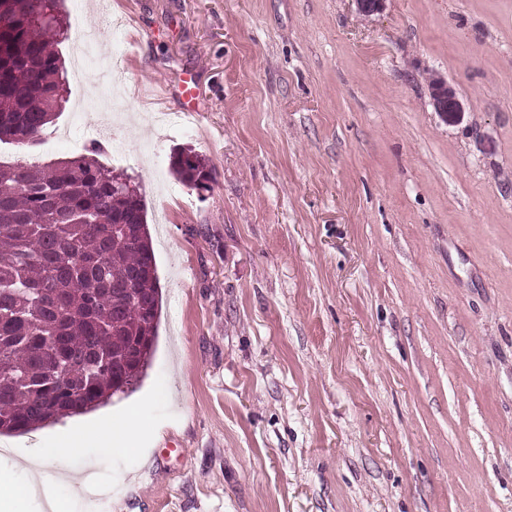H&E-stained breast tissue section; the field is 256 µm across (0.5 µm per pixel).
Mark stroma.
I'll use <instances>...</instances> for the list:
<instances>
[{
	"label": "stroma",
	"mask_w": 512,
	"mask_h": 512,
	"mask_svg": "<svg viewBox=\"0 0 512 512\" xmlns=\"http://www.w3.org/2000/svg\"><path fill=\"white\" fill-rule=\"evenodd\" d=\"M70 141L140 185L161 288L128 394L0 435L62 512H512V0H63ZM128 20L113 31V15ZM101 58L78 65L85 29ZM456 88L443 122L425 81ZM192 79L200 111L158 138ZM128 156L113 162V137ZM212 173L177 185L175 150ZM135 413L123 450L95 435ZM426 78L435 112H438L446 123L461 121L464 116V106L448 79L437 72L429 73ZM68 453V449L65 448H43L38 454L23 458L20 467L29 475L26 492L33 491L41 483L42 473L47 467L60 456Z\"/></svg>",
	"instance_id": "1"
}]
</instances>
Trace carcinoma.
I'll list each match as a JSON object with an SVG mask.
<instances>
[{
	"instance_id": "obj_1",
	"label": "carcinoma",
	"mask_w": 512,
	"mask_h": 512,
	"mask_svg": "<svg viewBox=\"0 0 512 512\" xmlns=\"http://www.w3.org/2000/svg\"><path fill=\"white\" fill-rule=\"evenodd\" d=\"M60 0H0V143L33 149L67 102ZM103 148L42 167L0 165V434L84 413L143 377L159 280L146 211ZM186 186L211 179L190 149Z\"/></svg>"
}]
</instances>
